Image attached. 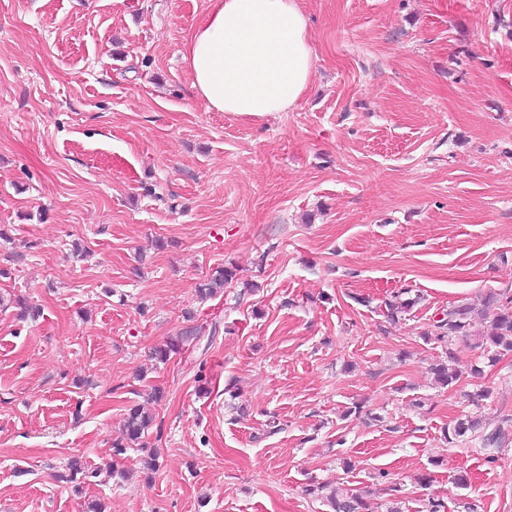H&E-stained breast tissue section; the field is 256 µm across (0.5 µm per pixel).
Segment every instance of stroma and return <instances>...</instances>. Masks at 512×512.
<instances>
[{"mask_svg":"<svg viewBox=\"0 0 512 512\" xmlns=\"http://www.w3.org/2000/svg\"><path fill=\"white\" fill-rule=\"evenodd\" d=\"M209 6L0 0V512H512V439L442 436L512 419V352L423 339L512 287V0H301L310 86L257 117L191 86ZM235 270L230 267L220 268L216 270L207 280L206 283L201 284L198 288V293L201 299L213 296L217 293L218 289L224 288L235 277ZM151 423L152 417L141 411L139 406L130 408L125 423L126 444L139 442ZM482 423V420L478 417L466 416L463 419L457 420L452 427L448 426V428H445L443 437L445 440H450V437L457 439L468 435H477V439H481V449L486 451L485 454H487L488 459L495 460V454L499 452L502 441L506 438V433L499 427L492 432L483 434L484 427ZM332 512H369L370 506L363 494L350 493L348 489L336 486L325 496Z\"/></svg>","mask_w":512,"mask_h":512,"instance_id":"obj_1","label":"stroma"}]
</instances>
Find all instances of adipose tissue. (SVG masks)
Segmentation results:
<instances>
[{"instance_id": "1", "label": "adipose tissue", "mask_w": 512, "mask_h": 512, "mask_svg": "<svg viewBox=\"0 0 512 512\" xmlns=\"http://www.w3.org/2000/svg\"><path fill=\"white\" fill-rule=\"evenodd\" d=\"M185 59L208 110L251 116L294 108L315 64L299 0H210Z\"/></svg>"}]
</instances>
